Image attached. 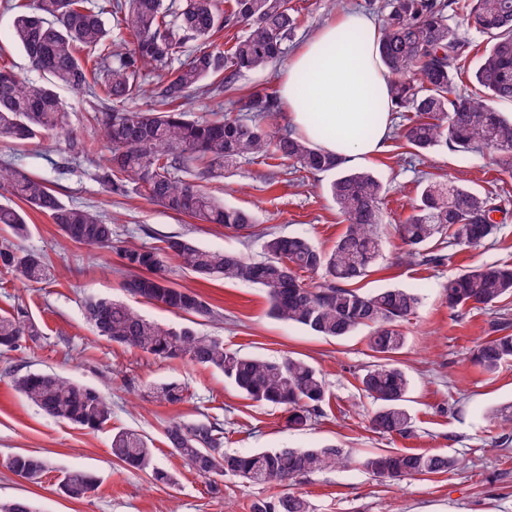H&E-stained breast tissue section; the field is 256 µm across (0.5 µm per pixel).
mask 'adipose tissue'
I'll return each instance as SVG.
<instances>
[{
  "mask_svg": "<svg viewBox=\"0 0 512 512\" xmlns=\"http://www.w3.org/2000/svg\"><path fill=\"white\" fill-rule=\"evenodd\" d=\"M378 40L376 21L344 14L296 51L278 78L292 130L351 163L383 151L391 132L394 107Z\"/></svg>",
  "mask_w": 512,
  "mask_h": 512,
  "instance_id": "adipose-tissue-1",
  "label": "adipose tissue"
}]
</instances>
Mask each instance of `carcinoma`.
<instances>
[{
  "mask_svg": "<svg viewBox=\"0 0 512 512\" xmlns=\"http://www.w3.org/2000/svg\"><path fill=\"white\" fill-rule=\"evenodd\" d=\"M121 23L133 39V49H112V33L103 10L89 0H30L17 2L12 20L15 43L33 71L48 77L40 83L0 67V137L26 142L47 138L64 143L71 158L89 155L90 148L69 122L57 86L87 91L103 102L92 121L103 132L109 151L103 182L123 195L133 185L147 199L176 214L204 224H221L250 237L257 225L248 210L226 207L199 181L233 166L238 159L289 160L299 172L313 176L336 173L329 194L347 223V230L330 250L304 236L261 234L263 258L249 259L235 251L205 248L190 238L162 236V247L128 246L121 257L124 288L147 302L159 303L186 317V322L163 325L130 306L98 296L85 300L84 313L98 335L157 358H184L220 372L246 398L279 405L288 425L304 426L323 413L329 392L322 374L306 361L284 356L268 359L242 354L224 346L219 336L198 326L215 311L197 292L178 288L167 276V263L203 279H224L256 285L266 291L269 313L297 324L317 336L340 339L362 328L378 361L361 376L363 391L376 403L371 429L382 435L404 436L412 431L405 402L410 379L391 359L405 343L401 323L416 314L420 297L413 289L384 288L361 292L348 283L367 276L381 256L378 235L383 186L370 172L351 168L314 143L267 128L264 119L279 106L275 92L261 88L228 102L224 117L195 120L184 109L192 92L222 93L238 75L272 63L284 54L286 42L298 27L293 0H234L224 12L222 0H116ZM378 45L390 77L397 108L414 113L399 137L416 152L449 149L505 156L512 170V121L495 108L512 100V0H385ZM487 36L476 67L472 47L463 41L452 20ZM240 25L243 34L229 49L213 36ZM187 56L178 67L169 65ZM145 71H162L156 101L145 109L128 111L121 105L142 93ZM467 75L478 86L472 91L458 81ZM0 190L23 203L0 204V273L25 283L51 276L49 260L24 248L29 233L27 210L48 216L67 239L95 248L112 246V225L88 209L67 205L48 181L12 167H0ZM508 200L498 193L480 195L461 184L426 180L405 221L396 226L409 263L439 265L446 256L429 250L436 238L449 236L462 248L483 245L496 230L493 214L506 210ZM320 277L305 282L304 276ZM450 310L486 308L512 297V264H486L444 285ZM512 327L503 313L492 326L494 336L483 339L471 361L494 374L512 358ZM43 332L24 306L0 313V349L13 351L37 343ZM16 390L45 415L91 431L112 419V404L95 387L53 372L10 374ZM184 387L171 381L152 387L158 403L184 399ZM173 454L198 476L208 480L214 498L224 496V477L252 485L288 486L302 478L350 463L336 445L311 448H261L242 454L224 450V424L206 419L185 425L171 422L165 429ZM112 456L131 470L148 472L156 484L176 483L174 473L154 463L151 441L136 430L112 432ZM358 464L381 478L401 480L444 474L458 460L444 455L381 449L362 456ZM8 469L33 484L41 482L47 462L20 452ZM60 491L83 499L97 489L96 478L83 470L65 473ZM252 512H311L301 496L259 500Z\"/></svg>",
  "mask_w": 512,
  "mask_h": 512,
  "instance_id": "carcinoma-1",
  "label": "carcinoma"
}]
</instances>
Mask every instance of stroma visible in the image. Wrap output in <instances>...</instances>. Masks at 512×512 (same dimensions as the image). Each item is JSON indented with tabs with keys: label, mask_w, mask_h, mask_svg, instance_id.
<instances>
[{
	"label": "stroma",
	"mask_w": 512,
	"mask_h": 512,
	"mask_svg": "<svg viewBox=\"0 0 512 512\" xmlns=\"http://www.w3.org/2000/svg\"><path fill=\"white\" fill-rule=\"evenodd\" d=\"M301 24L288 43L297 49L326 23L345 11H366L368 0H293ZM70 121L92 144V159L64 163L62 149L47 142L18 145L0 140V165L18 167L47 179L69 205L99 212L112 226V245L90 248L62 237L56 224L30 213L25 248L41 253L54 265L50 283L21 284L0 274V310L16 301L26 304L43 336L37 345L0 353V501L24 498L38 512H252L260 499L302 495L314 512H512V441L491 448L502 430L492 419L495 409L512 404V360L493 374L471 364L469 354L489 336L491 322L502 312L512 315V298L495 307L451 312L443 286L448 278L482 264L512 262V213L495 235L477 249H461L436 240L433 252L444 264L409 265L401 261L403 245L394 230L410 214L425 178L462 180L476 193L496 192L512 200V174L490 153L461 154L446 150L410 157L400 137H391L384 152L362 162L385 187L382 205L383 255L361 290L410 288L421 304L404 322V346L397 364L411 381L406 408L413 422L411 436H383L372 431L375 409L361 389L360 377L374 361L366 331L343 339L313 335L268 314L265 292L246 283L205 281L171 266L170 277L180 288L201 294L216 318L203 332L223 337L227 346L263 357L291 355L305 359L324 375L330 401L321 417L291 429L281 408L255 403L227 383L223 375L181 359H160L107 341L86 321V295L123 300L143 316L160 323L177 322V315L158 304L128 295L123 288L120 250L134 243L157 245L159 236L178 235L215 250H233L247 257L262 256L261 242L242 238L217 224H203L175 214L145 199L139 191L118 196L99 176L107 150L100 129L89 117L98 101L86 92L61 87ZM329 175L301 177L291 162L246 157L207 187L225 205L254 212L259 229L281 235H302L328 249L346 224L326 192ZM46 370L60 373L106 392L112 402L107 428L90 431L44 415L15 390L8 371ZM178 380L187 388L185 402L175 405L147 401L150 385ZM224 423V446L236 452L260 448H310L334 444L353 456L378 448L444 454L461 460L460 468L427 479L389 481L358 464L315 474L290 486H258L236 479L224 482V496L211 498L208 483L168 448L164 436L173 421L194 423L206 418ZM130 428L147 436L158 467L176 474L175 485L153 484L150 474L126 469L110 452L112 431ZM40 454L48 471L40 483L14 476L7 468L18 452ZM82 469L98 480L90 497L62 496L57 484L70 470Z\"/></svg>",
	"instance_id": "35a3bbf8"
}]
</instances>
